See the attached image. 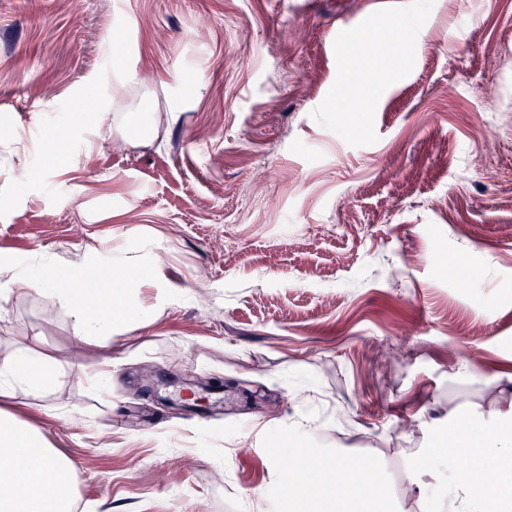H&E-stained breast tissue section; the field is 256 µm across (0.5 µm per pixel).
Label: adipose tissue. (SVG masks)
<instances>
[{"instance_id": "obj_1", "label": "adipose tissue", "mask_w": 512, "mask_h": 512, "mask_svg": "<svg viewBox=\"0 0 512 512\" xmlns=\"http://www.w3.org/2000/svg\"><path fill=\"white\" fill-rule=\"evenodd\" d=\"M94 266L91 257L71 269L41 263L27 275L11 278L10 287L42 292L56 286L60 279H68L69 287L60 291V303L73 317L82 337L107 348L112 344L111 315L89 312L77 301L79 295L102 288L101 282L89 274ZM55 378L52 358L30 348H18L0 359V397H12L19 388L31 396H42ZM454 440L459 456L473 460L479 468L492 466L499 473H512V431L494 434L476 424L456 433ZM0 456L17 461L15 468L0 470V512H72L75 493L70 476L76 469L75 462L50 448L35 426L2 409ZM322 472L323 487L299 483L292 488V497L299 502H319L330 512H388L390 504L384 488L364 482L359 470L347 467L343 453L323 459ZM451 493L449 512H512V498H489L485 485L475 483L468 471L458 473Z\"/></svg>"}]
</instances>
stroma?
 <instances>
[{
	"mask_svg": "<svg viewBox=\"0 0 512 512\" xmlns=\"http://www.w3.org/2000/svg\"><path fill=\"white\" fill-rule=\"evenodd\" d=\"M86 252L139 271L109 374L58 300L0 304L74 512H292L298 442L429 512L447 422H512V0H0V264ZM55 378L56 367L51 357L28 347L18 348L0 361V397L14 396L17 388L40 397Z\"/></svg>",
	"mask_w": 512,
	"mask_h": 512,
	"instance_id": "obj_1",
	"label": "stroma"
}]
</instances>
